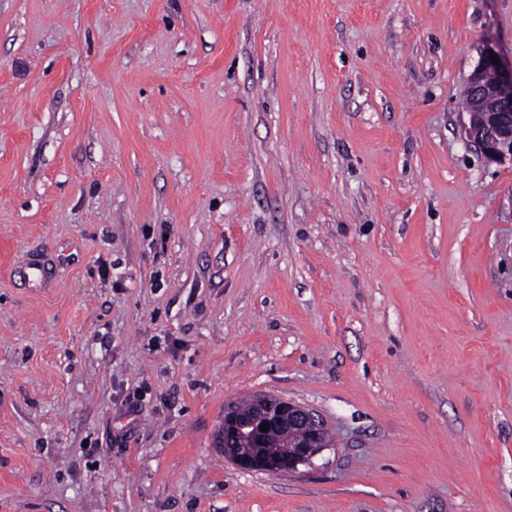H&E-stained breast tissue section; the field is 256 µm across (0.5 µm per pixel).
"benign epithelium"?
Wrapping results in <instances>:
<instances>
[{
    "label": "benign epithelium",
    "mask_w": 512,
    "mask_h": 512,
    "mask_svg": "<svg viewBox=\"0 0 512 512\" xmlns=\"http://www.w3.org/2000/svg\"><path fill=\"white\" fill-rule=\"evenodd\" d=\"M493 48L481 53L480 61L468 80L465 97L482 121L464 127L466 140L489 163L512 166V97L503 89L512 86V64L493 63ZM488 72L496 81L485 80ZM269 424L266 431L260 430ZM326 426L311 409L277 396L260 394L248 408L224 410L219 436L224 438V458L244 471H264L277 475L310 465L324 451L321 438Z\"/></svg>",
    "instance_id": "7a95c632"
}]
</instances>
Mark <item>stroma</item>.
<instances>
[{
    "mask_svg": "<svg viewBox=\"0 0 512 512\" xmlns=\"http://www.w3.org/2000/svg\"><path fill=\"white\" fill-rule=\"evenodd\" d=\"M488 46L512 0H0V512H512ZM258 394L312 467L215 447ZM490 53L497 55L498 64L491 62ZM495 76V83H489ZM511 86L512 63L505 64L495 49H484L477 67L470 75L465 92L475 112L469 111L465 100L466 109L474 123L470 121L464 127V134L466 140L489 163L512 166V97H505L503 93L504 88ZM477 112L483 113L482 121ZM263 423L269 424L261 431ZM321 417L308 407L277 396H254L248 408L236 406L224 410V424L219 430L224 458L244 471L268 474L296 472L311 465L313 459L329 446L330 438ZM325 432V433H324ZM295 433L291 448H276L281 436ZM323 444L321 441L322 434Z\"/></svg>",
    "mask_w": 512,
    "mask_h": 512,
    "instance_id": "35a3bbf8",
    "label": "stroma"
}]
</instances>
